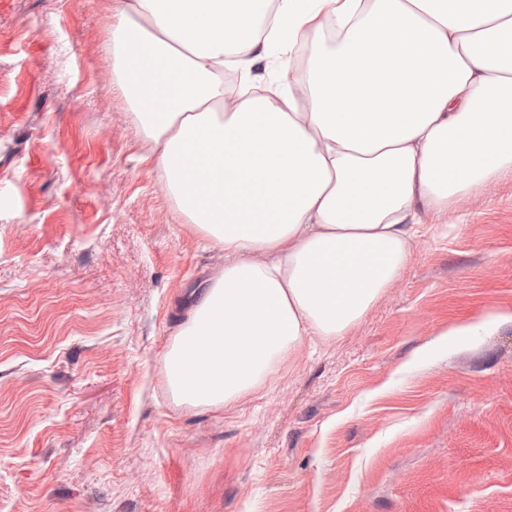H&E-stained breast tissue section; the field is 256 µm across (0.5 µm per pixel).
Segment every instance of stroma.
Returning a JSON list of instances; mask_svg holds the SVG:
<instances>
[{
	"instance_id": "1",
	"label": "stroma",
	"mask_w": 512,
	"mask_h": 512,
	"mask_svg": "<svg viewBox=\"0 0 512 512\" xmlns=\"http://www.w3.org/2000/svg\"><path fill=\"white\" fill-rule=\"evenodd\" d=\"M114 4L0 0V512H512V174L425 216L345 336L177 402L224 251L140 159Z\"/></svg>"
}]
</instances>
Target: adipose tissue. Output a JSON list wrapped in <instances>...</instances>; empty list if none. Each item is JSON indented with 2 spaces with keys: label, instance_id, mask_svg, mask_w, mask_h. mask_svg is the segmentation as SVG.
I'll list each match as a JSON object with an SVG mask.
<instances>
[{
  "label": "adipose tissue",
  "instance_id": "1",
  "mask_svg": "<svg viewBox=\"0 0 512 512\" xmlns=\"http://www.w3.org/2000/svg\"><path fill=\"white\" fill-rule=\"evenodd\" d=\"M115 84L145 161L226 261L165 356L220 409L407 267L423 211L512 174V0H117ZM300 60L287 89L249 76Z\"/></svg>",
  "mask_w": 512,
  "mask_h": 512
}]
</instances>
